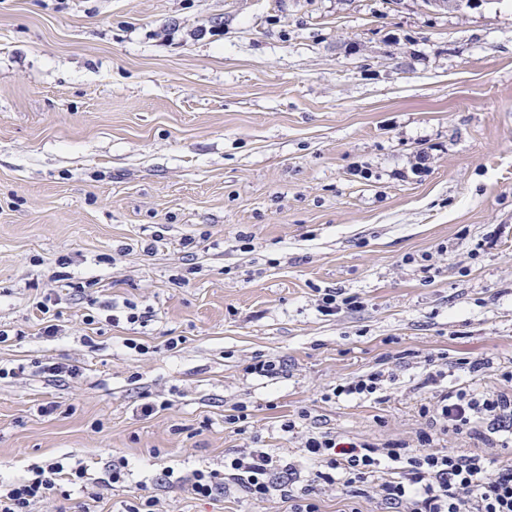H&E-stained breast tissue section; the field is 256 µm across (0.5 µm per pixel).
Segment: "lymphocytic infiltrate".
<instances>
[{"label":"lymphocytic infiltrate","mask_w":512,"mask_h":512,"mask_svg":"<svg viewBox=\"0 0 512 512\" xmlns=\"http://www.w3.org/2000/svg\"><path fill=\"white\" fill-rule=\"evenodd\" d=\"M498 391L476 393L465 388L442 396L423 408L431 425L468 435L488 444L512 435V371L503 372ZM429 433L418 447L396 443L384 448L356 443L328 432H309L306 454L316 467L301 494L276 481L285 464L261 449L231 460L237 485L247 496L269 500L280 496L291 512H320L315 495L336 485L352 497L375 500L388 512H512V458L495 461L456 449L431 448ZM85 472L65 470L55 462L32 468L28 477L0 489V512H29L32 502L83 482Z\"/></svg>","instance_id":"f902f5d3"}]
</instances>
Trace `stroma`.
Segmentation results:
<instances>
[{"label":"stroma","instance_id":"stroma-1","mask_svg":"<svg viewBox=\"0 0 512 512\" xmlns=\"http://www.w3.org/2000/svg\"><path fill=\"white\" fill-rule=\"evenodd\" d=\"M0 330V477L86 471L32 512H289L163 475L311 430L498 457L422 409L512 370V0H0ZM383 374L381 372H372L370 374L362 375L356 379L339 384L334 387L333 395L336 397L352 396V395H372L381 389L380 385L383 381Z\"/></svg>","mask_w":512,"mask_h":512}]
</instances>
